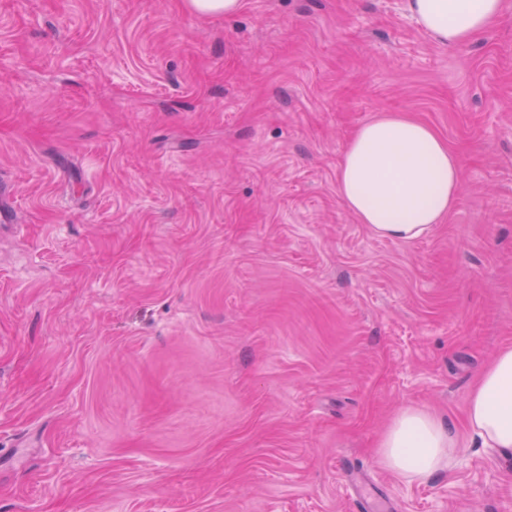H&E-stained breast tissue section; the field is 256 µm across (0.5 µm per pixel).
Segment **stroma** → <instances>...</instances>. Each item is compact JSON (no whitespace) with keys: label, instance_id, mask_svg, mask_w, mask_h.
Masks as SVG:
<instances>
[{"label":"stroma","instance_id":"1","mask_svg":"<svg viewBox=\"0 0 512 512\" xmlns=\"http://www.w3.org/2000/svg\"><path fill=\"white\" fill-rule=\"evenodd\" d=\"M381 112L459 199L376 236L336 175ZM0 512H512L465 436L512 344V8L451 49L404 0H0ZM463 432L407 483L404 407ZM188 3L194 11L206 15L232 14L243 5L242 0H189Z\"/></svg>","mask_w":512,"mask_h":512}]
</instances>
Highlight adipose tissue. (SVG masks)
<instances>
[{
    "label": "adipose tissue",
    "mask_w": 512,
    "mask_h": 512,
    "mask_svg": "<svg viewBox=\"0 0 512 512\" xmlns=\"http://www.w3.org/2000/svg\"><path fill=\"white\" fill-rule=\"evenodd\" d=\"M405 8L436 42L467 44L496 26L506 0H406ZM345 208L377 236L408 242L426 236L454 208L459 162L429 126L382 112L363 124L337 171ZM467 425L483 447L512 454V346L498 350L467 398ZM459 433L416 407L402 409L377 445L383 465L410 483L452 471Z\"/></svg>",
    "instance_id": "obj_1"
}]
</instances>
